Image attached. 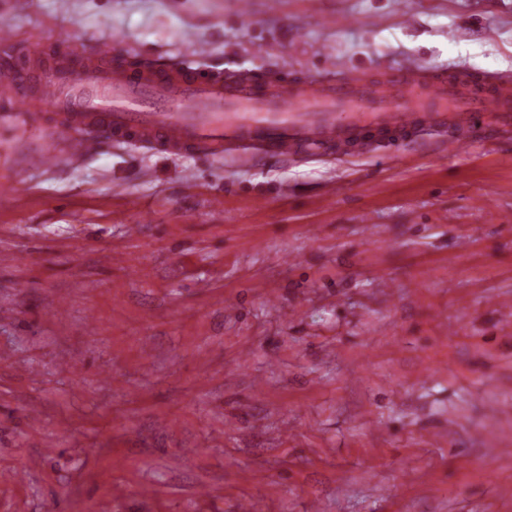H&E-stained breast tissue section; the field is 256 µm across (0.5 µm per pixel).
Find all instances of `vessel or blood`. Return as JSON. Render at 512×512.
<instances>
[{
  "label": "vessel or blood",
  "instance_id": "vessel-or-blood-1",
  "mask_svg": "<svg viewBox=\"0 0 512 512\" xmlns=\"http://www.w3.org/2000/svg\"><path fill=\"white\" fill-rule=\"evenodd\" d=\"M125 50L102 38L79 55L42 69L25 53L5 70L12 100L25 103L38 87L49 107L39 124L48 158L79 162L107 139L140 136L157 149L204 157L236 150L288 159L346 139L362 149H400L423 130L452 125L448 150L473 139L478 114L490 112L496 129H512V78L480 69L458 74L408 61L395 67L387 87L366 72L346 78L288 66L276 75L210 73L201 55L149 60L123 69Z\"/></svg>",
  "mask_w": 512,
  "mask_h": 512
}]
</instances>
